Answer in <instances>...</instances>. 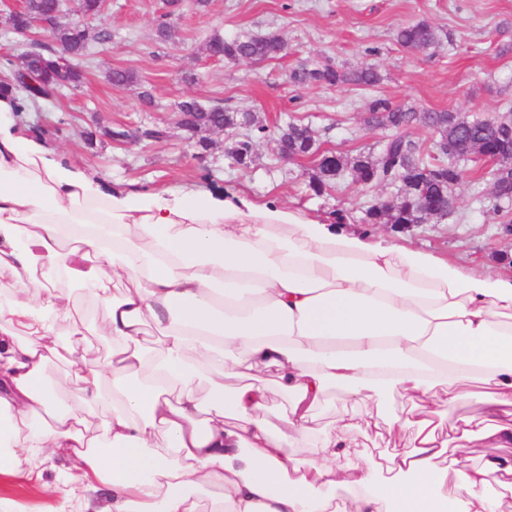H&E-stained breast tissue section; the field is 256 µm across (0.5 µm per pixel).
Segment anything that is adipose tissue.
Wrapping results in <instances>:
<instances>
[{
  "mask_svg": "<svg viewBox=\"0 0 512 512\" xmlns=\"http://www.w3.org/2000/svg\"><path fill=\"white\" fill-rule=\"evenodd\" d=\"M70 286L104 359L85 356ZM57 360L75 396L49 381ZM476 380L481 415L457 413ZM333 388L358 411L316 426ZM380 424L407 445L361 455L357 431ZM476 442L495 455L461 465ZM58 455L68 512H503L512 277L271 202L113 190L0 97V472ZM77 320L80 328L87 335L84 336L92 347L91 356L95 358L104 357L110 347L111 342L107 336H97L96 319L92 312V306L86 297L82 298L77 304Z\"/></svg>",
  "mask_w": 512,
  "mask_h": 512,
  "instance_id": "ef3b65f1",
  "label": "adipose tissue"
}]
</instances>
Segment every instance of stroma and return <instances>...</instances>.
<instances>
[{"mask_svg":"<svg viewBox=\"0 0 512 512\" xmlns=\"http://www.w3.org/2000/svg\"><path fill=\"white\" fill-rule=\"evenodd\" d=\"M165 0H104L100 25L112 39L91 42L86 80L47 112L28 116L31 125L52 127L65 119L67 131L51 143L89 173H105L113 186L126 189L242 193L274 201L307 216L327 217L342 208L351 224L362 210L389 198L391 186L359 188L352 184L323 196L310 194L312 166L283 160L271 139L257 140L254 161L246 168L227 155L232 140L221 131L207 132L210 150L198 159L177 127V105L194 97L221 103L231 112L255 113L277 127L294 121L308 125L322 148L355 155L377 152L385 129L367 125L370 102L385 99L416 109L454 110L482 117L512 107V0H209L198 8L182 0L173 37L154 38ZM427 21L443 38L434 54L399 46V26ZM231 38L243 32H274L288 44L286 57L260 64L228 62L207 55L213 33ZM337 66H370L381 76L372 87L325 88L294 84L293 70L325 60ZM132 71L136 84L116 86L109 71ZM150 91L154 106L140 103ZM163 126L166 139L122 142L109 129L131 132ZM491 183L455 187L456 212L427 224H383L379 230L394 241L411 240L437 254L512 274V236L506 235L489 209ZM70 467L58 458L41 464V476L21 467L0 474V499L15 512H63L64 500L51 493Z\"/></svg>","mask_w":512,"mask_h":512,"instance_id":"1","label":"stroma"}]
</instances>
